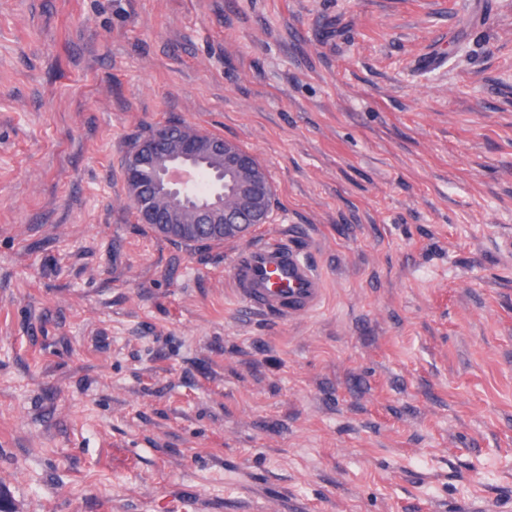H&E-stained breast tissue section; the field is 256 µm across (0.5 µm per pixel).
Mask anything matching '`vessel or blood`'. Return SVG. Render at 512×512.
Wrapping results in <instances>:
<instances>
[{"label": "vessel or blood", "mask_w": 512, "mask_h": 512, "mask_svg": "<svg viewBox=\"0 0 512 512\" xmlns=\"http://www.w3.org/2000/svg\"><path fill=\"white\" fill-rule=\"evenodd\" d=\"M232 286L250 310L285 318L312 312L324 293L321 276L292 240L243 249L233 264Z\"/></svg>", "instance_id": "1"}]
</instances>
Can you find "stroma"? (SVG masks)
I'll return each instance as SVG.
<instances>
[{"instance_id":"stroma-1","label":"stroma","mask_w":512,"mask_h":512,"mask_svg":"<svg viewBox=\"0 0 512 512\" xmlns=\"http://www.w3.org/2000/svg\"><path fill=\"white\" fill-rule=\"evenodd\" d=\"M172 120L251 152L271 218L138 224ZM293 238L311 314L243 312ZM7 512H512V0H0ZM232 286L250 310L285 318L312 312L324 293L321 276L291 239L243 249L233 264Z\"/></svg>"}]
</instances>
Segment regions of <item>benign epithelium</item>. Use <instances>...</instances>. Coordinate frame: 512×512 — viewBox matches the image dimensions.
<instances>
[{
    "mask_svg": "<svg viewBox=\"0 0 512 512\" xmlns=\"http://www.w3.org/2000/svg\"><path fill=\"white\" fill-rule=\"evenodd\" d=\"M124 176L138 223L169 240H237L270 218L265 169L234 141L199 128L173 137L158 127L125 159Z\"/></svg>",
    "mask_w": 512,
    "mask_h": 512,
    "instance_id": "obj_1",
    "label": "benign epithelium"
}]
</instances>
